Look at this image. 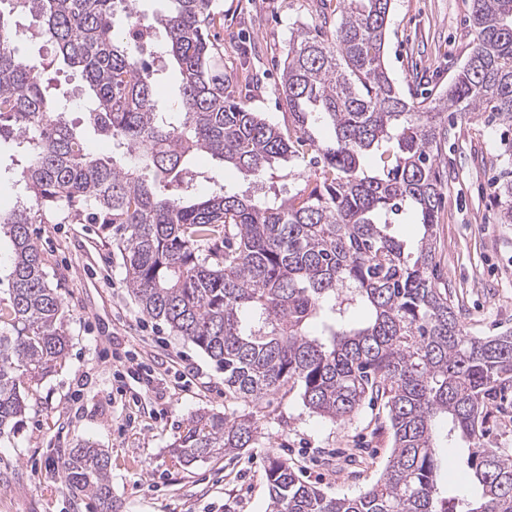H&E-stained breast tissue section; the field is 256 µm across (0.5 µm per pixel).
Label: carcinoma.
I'll return each mask as SVG.
<instances>
[{
	"instance_id": "obj_1",
	"label": "carcinoma",
	"mask_w": 512,
	"mask_h": 512,
	"mask_svg": "<svg viewBox=\"0 0 512 512\" xmlns=\"http://www.w3.org/2000/svg\"><path fill=\"white\" fill-rule=\"evenodd\" d=\"M171 2L149 20L165 34L155 65L133 0H24L40 38L82 68L89 123L112 143L106 157L64 119L69 100L50 90L42 61L16 53L14 15L0 11V141L12 142L24 189L0 211L14 247L0 297V437L68 350L63 302L29 225L82 217L116 242L141 312L200 348L238 398L257 408L291 384L334 422L385 401L393 450L376 483L332 497L273 457L269 512H512V448L486 441L512 391V330L470 335L434 275L446 112L482 110L512 128V0H471L472 51L434 106L403 94L385 67L392 0H336L332 33L291 30L286 130L227 95L207 33L220 21L212 0ZM172 63L180 82L168 107L155 87ZM502 146L499 223L512 224V140ZM198 153L260 183L281 161L317 166L319 177L286 195L273 185L230 193L219 172L189 164ZM204 183L219 190L201 195ZM404 211L423 227L412 250L390 231ZM256 434L251 412L196 413L173 456L233 455ZM445 443L460 449L470 499L438 487ZM63 468L72 493L112 512L108 451L80 444Z\"/></svg>"
}]
</instances>
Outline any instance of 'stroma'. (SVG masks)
I'll list each match as a JSON object with an SVG mask.
<instances>
[{
  "mask_svg": "<svg viewBox=\"0 0 512 512\" xmlns=\"http://www.w3.org/2000/svg\"><path fill=\"white\" fill-rule=\"evenodd\" d=\"M213 2L229 91L250 94L268 121L287 124L280 82L289 28L314 24L319 0ZM469 12L468 0H393L384 61L399 89L447 88L472 49ZM19 52L53 61L50 77L82 105L87 85L52 45L23 43ZM499 148L500 131L486 116L457 117L438 161L437 282L457 294L479 336L512 327V224L497 219ZM31 232L64 302L70 346L64 367L30 395L21 427L0 439V512H100L97 501L71 493L63 473L70 449L87 441L111 457L116 512H269L272 456L333 497L359 495L380 479L392 451L381 405L334 422L306 408L296 387L254 409L225 392L223 373L195 345L142 314L119 250L96 225L35 224ZM134 362L152 373L151 384L128 377ZM203 410L253 413V447L176 465L170 445Z\"/></svg>",
  "mask_w": 512,
  "mask_h": 512,
  "instance_id": "35a3bbf8",
  "label": "stroma"
}]
</instances>
